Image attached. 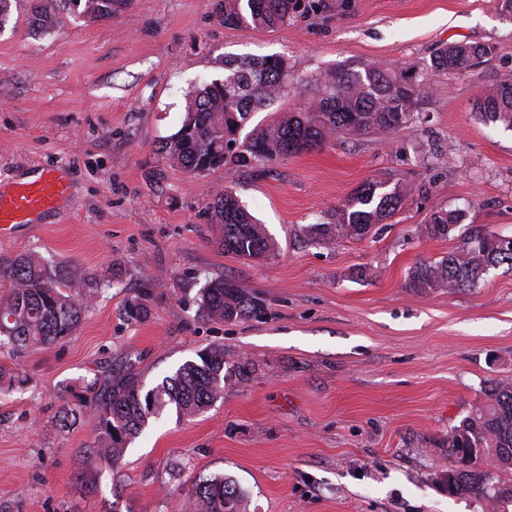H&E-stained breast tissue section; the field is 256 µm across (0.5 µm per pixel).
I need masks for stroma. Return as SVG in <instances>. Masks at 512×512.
<instances>
[{"label": "stroma", "instance_id": "1", "mask_svg": "<svg viewBox=\"0 0 512 512\" xmlns=\"http://www.w3.org/2000/svg\"><path fill=\"white\" fill-rule=\"evenodd\" d=\"M215 2L128 0L89 22L67 0L45 32L32 0H20L0 32V191L43 167L64 169L71 185L55 216L0 237V256L33 252L111 283L72 336L0 352V505L190 512L191 485L221 475L244 490L243 512H492L487 498L449 495L435 474L448 466L449 430L491 382H512V270L455 293L421 294L407 278L469 230L512 236V127L474 108L512 76V20L498 0H304L283 26L227 28ZM461 42L493 52L437 77L421 119L403 128L203 177L157 153L181 125L190 85L223 77L225 61L281 55L294 67L246 136L305 108L328 73L385 64L422 75L439 48ZM370 182L427 192L368 238L306 236ZM225 188L274 251L224 252L205 205ZM437 206L465 214L446 239L422 233ZM215 277L258 297L262 312L199 316L196 298ZM143 294L149 318L125 321V303ZM217 344L248 358L246 377L227 379L203 415L150 419L117 464L82 474L94 422L62 426V405L108 374L152 388Z\"/></svg>", "mask_w": 512, "mask_h": 512}]
</instances>
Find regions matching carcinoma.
Instances as JSON below:
<instances>
[{"instance_id": "1", "label": "carcinoma", "mask_w": 512, "mask_h": 512, "mask_svg": "<svg viewBox=\"0 0 512 512\" xmlns=\"http://www.w3.org/2000/svg\"><path fill=\"white\" fill-rule=\"evenodd\" d=\"M83 3L82 14L91 20L112 16L122 0H74ZM300 0H218L224 26L272 29L286 24ZM491 53V48L453 43L431 58L428 72L460 74ZM292 65L280 55L227 60L224 76L203 79L187 94L183 119L190 120L185 137L173 134L160 142L158 153L169 167L193 176L228 163L255 161L263 165L319 147L342 136L360 140L389 131L414 120L428 97L427 78L414 81L406 71L373 65L358 70L327 74L319 83L316 98L303 110L236 138L251 112L281 96L288 87ZM488 120L512 125V77L499 80L496 90L476 103ZM413 194L410 186L393 188L370 182L351 201L314 224L309 232L330 243L340 238L362 239L373 225L399 211ZM211 222L222 229L224 251L239 258H260L275 249L262 225L240 205L234 194L221 190L209 204ZM460 210H432L424 233L447 238L460 224ZM507 265L512 270V248L499 246L495 234L477 231L439 261L420 262L408 273V285L421 294L446 288L455 292L473 288L491 268ZM101 288L97 277L76 267L48 265L30 253L0 258V349L17 354L28 347L55 344L72 335ZM200 315L222 322L248 317L260 311L257 298L234 284L215 278L197 299ZM150 314L147 297L127 301L123 315L141 322ZM248 360L231 361L224 346L214 345L185 361L176 372L154 388L143 391L139 380H94L87 389L92 396L63 411L62 421L73 425L87 413L95 420L94 446L84 451L89 472L102 463H116L127 446L151 418L169 410L179 417L205 413L224 393V381L247 370ZM448 468L438 474L439 484L450 495L474 493L488 497L496 512H512V384L497 383L486 404L477 407L448 432ZM193 512H240L244 493L224 477H206L190 493Z\"/></svg>"}]
</instances>
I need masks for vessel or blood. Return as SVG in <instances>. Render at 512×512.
<instances>
[{"label":"vessel or blood","instance_id":"b4317fda","mask_svg":"<svg viewBox=\"0 0 512 512\" xmlns=\"http://www.w3.org/2000/svg\"><path fill=\"white\" fill-rule=\"evenodd\" d=\"M69 187L62 169H41L36 179L17 184L9 195L0 194V226L13 229L34 217L55 212Z\"/></svg>","mask_w":512,"mask_h":512}]
</instances>
